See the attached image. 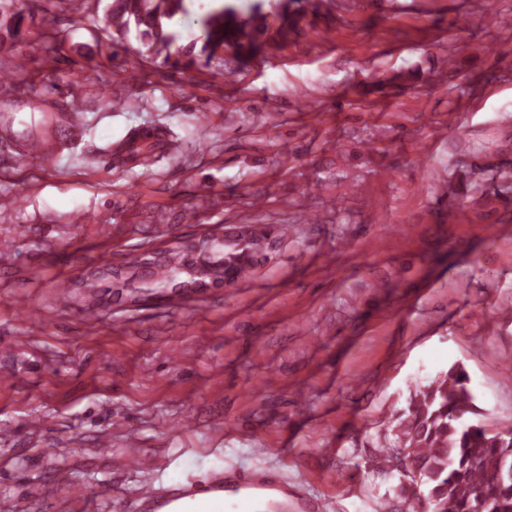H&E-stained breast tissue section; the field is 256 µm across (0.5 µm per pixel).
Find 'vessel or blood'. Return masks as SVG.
Instances as JSON below:
<instances>
[{"label":"vessel or blood","instance_id":"b4317fda","mask_svg":"<svg viewBox=\"0 0 512 512\" xmlns=\"http://www.w3.org/2000/svg\"><path fill=\"white\" fill-rule=\"evenodd\" d=\"M142 512H198L213 503L219 512H320V501L269 472L226 470L198 484H174L160 492L154 484L138 492Z\"/></svg>","mask_w":512,"mask_h":512}]
</instances>
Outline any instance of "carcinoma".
I'll return each instance as SVG.
<instances>
[{"mask_svg": "<svg viewBox=\"0 0 512 512\" xmlns=\"http://www.w3.org/2000/svg\"><path fill=\"white\" fill-rule=\"evenodd\" d=\"M191 2L110 0L107 22L118 40L137 32L142 49L135 58L161 57L178 65L181 54L188 67L210 64L220 50H253L270 14L288 15V4L278 0H213L194 18ZM178 18L199 29L186 46L178 45ZM183 263L181 251H170L152 287H170ZM478 414L461 367H450L410 396L392 428L387 462L395 466L400 455L407 461L399 491L411 512H512V423L490 429L472 422Z\"/></svg>", "mask_w": 512, "mask_h": 512, "instance_id": "cac0c4a2", "label": "carcinoma"}]
</instances>
